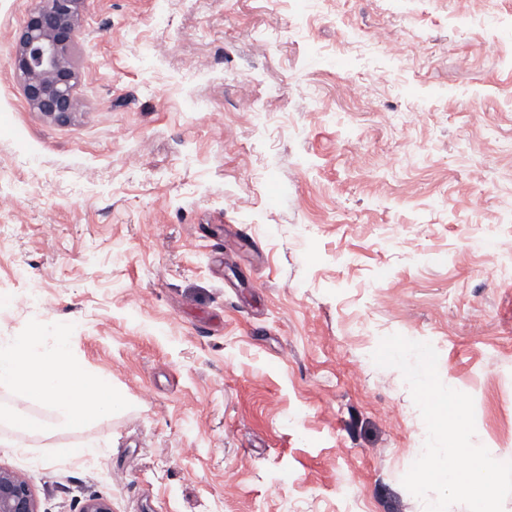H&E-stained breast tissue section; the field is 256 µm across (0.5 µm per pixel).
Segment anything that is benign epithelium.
<instances>
[{"mask_svg": "<svg viewBox=\"0 0 512 512\" xmlns=\"http://www.w3.org/2000/svg\"><path fill=\"white\" fill-rule=\"evenodd\" d=\"M85 0H35L16 38L15 74L29 106L62 118L77 110L79 76L72 53ZM0 512H37L32 491L19 474L0 469Z\"/></svg>", "mask_w": 512, "mask_h": 512, "instance_id": "1", "label": "benign epithelium"}]
</instances>
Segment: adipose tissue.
Masks as SVG:
<instances>
[{
  "mask_svg": "<svg viewBox=\"0 0 512 512\" xmlns=\"http://www.w3.org/2000/svg\"><path fill=\"white\" fill-rule=\"evenodd\" d=\"M0 381L25 384L53 405L64 427L107 414L117 404L106 384L72 358L63 337L48 351L31 334L0 341Z\"/></svg>",
  "mask_w": 512,
  "mask_h": 512,
  "instance_id": "obj_1",
  "label": "adipose tissue"
}]
</instances>
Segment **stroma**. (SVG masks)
<instances>
[{"label":"stroma","mask_w":512,"mask_h":512,"mask_svg":"<svg viewBox=\"0 0 512 512\" xmlns=\"http://www.w3.org/2000/svg\"><path fill=\"white\" fill-rule=\"evenodd\" d=\"M31 6L0 0V339L66 328L118 401L58 429L0 383V468L38 512H424L425 424L372 360L393 333L512 461V281L486 275L512 254V0H87L63 119L13 71Z\"/></svg>","instance_id":"obj_1"}]
</instances>
